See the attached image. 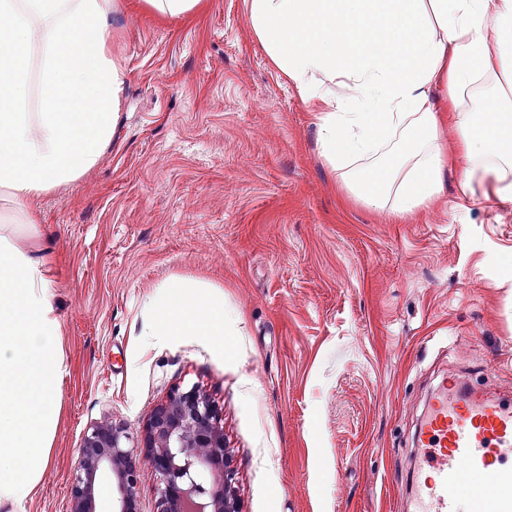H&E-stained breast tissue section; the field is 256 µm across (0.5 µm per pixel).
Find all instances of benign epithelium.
Segmentation results:
<instances>
[{
    "instance_id": "7a95c632",
    "label": "benign epithelium",
    "mask_w": 512,
    "mask_h": 512,
    "mask_svg": "<svg viewBox=\"0 0 512 512\" xmlns=\"http://www.w3.org/2000/svg\"><path fill=\"white\" fill-rule=\"evenodd\" d=\"M144 447L158 482L157 512H239L236 472L209 397L193 385L156 407ZM113 479L112 512H132L140 474L122 428L109 421L84 437L72 478L70 512H96L104 478Z\"/></svg>"
}]
</instances>
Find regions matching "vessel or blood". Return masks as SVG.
Segmentation results:
<instances>
[{
    "instance_id": "1",
    "label": "vessel or blood",
    "mask_w": 512,
    "mask_h": 512,
    "mask_svg": "<svg viewBox=\"0 0 512 512\" xmlns=\"http://www.w3.org/2000/svg\"><path fill=\"white\" fill-rule=\"evenodd\" d=\"M414 471V512H512V403L482 389L442 380L421 422ZM497 486L494 495L461 500L460 474Z\"/></svg>"
}]
</instances>
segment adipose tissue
Returning <instances> with one entry per match:
<instances>
[{
    "instance_id": "ef3b65f1",
    "label": "adipose tissue",
    "mask_w": 512,
    "mask_h": 512,
    "mask_svg": "<svg viewBox=\"0 0 512 512\" xmlns=\"http://www.w3.org/2000/svg\"><path fill=\"white\" fill-rule=\"evenodd\" d=\"M252 28L317 114L320 150L345 191L396 218L491 182L512 201V0H250ZM114 0H0V193L22 234L40 235L26 200L77 180L107 145L123 69L107 33ZM42 59L45 109L32 113L27 57ZM454 130L444 140V125ZM49 255L0 236V501L30 498L48 450L64 372ZM165 285L150 336L224 333V304Z\"/></svg>"
}]
</instances>
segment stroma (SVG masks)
<instances>
[{"instance_id":"35a3bbf8","label":"stroma","mask_w":512,"mask_h":512,"mask_svg":"<svg viewBox=\"0 0 512 512\" xmlns=\"http://www.w3.org/2000/svg\"><path fill=\"white\" fill-rule=\"evenodd\" d=\"M249 0L112 18L124 70L97 165L29 200L51 252L65 364L50 463L0 512H69L86 432L121 426L157 512L147 421L175 388L216 405L241 512H410L442 377L512 399V202L461 191L396 222L346 198L316 118L256 37ZM224 301L230 339L147 336L162 283Z\"/></svg>"}]
</instances>
